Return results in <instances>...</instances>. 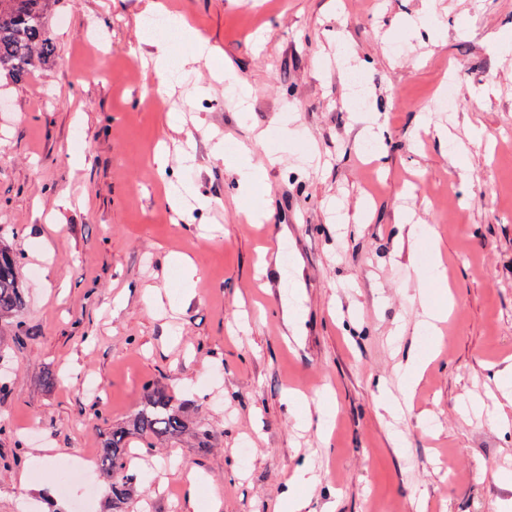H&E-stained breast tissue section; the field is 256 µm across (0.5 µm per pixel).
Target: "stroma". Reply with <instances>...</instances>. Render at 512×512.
<instances>
[{
  "mask_svg": "<svg viewBox=\"0 0 512 512\" xmlns=\"http://www.w3.org/2000/svg\"><path fill=\"white\" fill-rule=\"evenodd\" d=\"M146 2L51 0L55 56L0 86V241L26 295L0 324V512H53L60 464L95 465L152 384L208 435L152 449L132 437L150 512L216 499L221 512H278L307 456L321 461L310 512L511 505L512 429L459 411L512 367V53L498 49L512 0H161L214 49L164 83L142 62ZM340 57L362 75L366 111ZM459 72L453 109L431 111ZM231 87L246 111L227 104ZM172 113L194 139L162 180L153 157L173 144ZM169 182L207 205L174 217ZM280 240L281 271L261 287L260 251ZM175 253L201 270L192 296ZM438 259L451 292L420 303L416 276ZM149 286L163 307L145 305ZM427 305L453 309L434 334L418 326ZM430 350L413 399L428 426L408 423L395 447L376 383L396 388L397 365ZM326 389L324 444L317 421L296 420Z\"/></svg>",
  "mask_w": 512,
  "mask_h": 512,
  "instance_id": "stroma-1",
  "label": "stroma"
}]
</instances>
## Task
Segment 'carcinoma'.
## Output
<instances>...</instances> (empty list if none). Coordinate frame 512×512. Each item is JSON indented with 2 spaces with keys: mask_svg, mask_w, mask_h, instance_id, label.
I'll return each mask as SVG.
<instances>
[{
  "mask_svg": "<svg viewBox=\"0 0 512 512\" xmlns=\"http://www.w3.org/2000/svg\"><path fill=\"white\" fill-rule=\"evenodd\" d=\"M49 0H0V79L16 81L29 75L55 51L46 21ZM24 304L18 276V256L0 241V320L16 315ZM189 432L206 434L192 423L182 403L163 386L150 388L141 408L100 449L96 466L98 481L107 491L112 512L133 498L136 479L129 474V440L134 434L146 441L179 439Z\"/></svg>",
  "mask_w": 512,
  "mask_h": 512,
  "instance_id": "cac0c4a2",
  "label": "carcinoma"
}]
</instances>
